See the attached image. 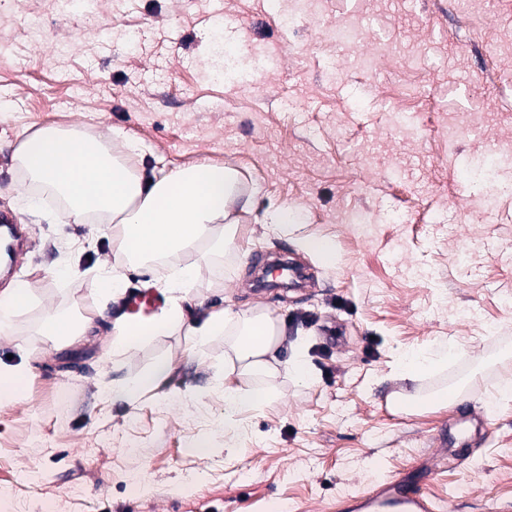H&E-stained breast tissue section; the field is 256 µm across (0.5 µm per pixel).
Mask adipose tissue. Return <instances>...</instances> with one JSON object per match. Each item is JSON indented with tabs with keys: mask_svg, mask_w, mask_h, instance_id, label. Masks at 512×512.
Listing matches in <instances>:
<instances>
[{
	"mask_svg": "<svg viewBox=\"0 0 512 512\" xmlns=\"http://www.w3.org/2000/svg\"><path fill=\"white\" fill-rule=\"evenodd\" d=\"M89 134L79 127L49 125L28 135L16 150V160L27 178L53 190L66 203V214L83 223L94 217L112 227L115 261L99 273L100 298L122 293V266L162 263L172 273L159 280L169 294V306L150 319L127 318L112 325V356H123L155 336L186 327L184 302L197 274V264L184 263L185 254L201 258L223 253L234 244L238 218L232 204L237 196V174L221 166L200 164L153 177L138 173L131 158L141 156L143 147L126 140V156L112 154L108 145L97 142L93 154L84 151ZM93 313L47 309L37 334L54 343H67L86 335L93 325ZM237 334L224 356V373L236 376V383L224 386V420L237 416L272 398L269 384L246 386V377L283 374L301 384L311 383L313 372L304 344H297L290 357L279 352L281 329L263 310L247 314L224 307L210 312L202 324L188 327L194 343L201 344L222 334L227 325ZM167 360L119 386L112 397L131 406L155 391L169 373Z\"/></svg>",
	"mask_w": 512,
	"mask_h": 512,
	"instance_id": "adipose-tissue-1",
	"label": "adipose tissue"
}]
</instances>
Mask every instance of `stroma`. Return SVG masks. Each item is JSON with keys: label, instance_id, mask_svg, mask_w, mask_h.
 I'll list each match as a JSON object with an SVG mask.
<instances>
[{"label": "stroma", "instance_id": "obj_1", "mask_svg": "<svg viewBox=\"0 0 512 512\" xmlns=\"http://www.w3.org/2000/svg\"><path fill=\"white\" fill-rule=\"evenodd\" d=\"M0 0V210L36 240L14 277L38 302L0 338V366L20 363L44 308L86 307L100 289L112 236L74 223L63 202L19 170L21 141L79 125L145 147L135 166L169 173L199 164L241 174L235 248L200 262L190 326L212 310L264 309L282 352L308 345L315 382L271 379L274 398L226 438L227 336L194 346L187 328L109 355L122 298L96 327L31 357L18 400L0 403V512H331L438 455L439 437L472 398L481 437L430 482L449 512L512 501V0ZM360 37L340 43L334 31ZM237 61L224 82L214 71ZM503 161L490 190L472 178ZM286 211L287 228L270 223ZM363 214L367 226L350 223ZM326 237L328 266L299 244ZM260 256L303 262L308 287L260 290ZM453 355L416 378L405 348ZM170 360L160 406L105 397ZM462 388L454 405L387 414L384 395ZM206 439L207 452L194 443Z\"/></svg>", "mask_w": 512, "mask_h": 512}]
</instances>
